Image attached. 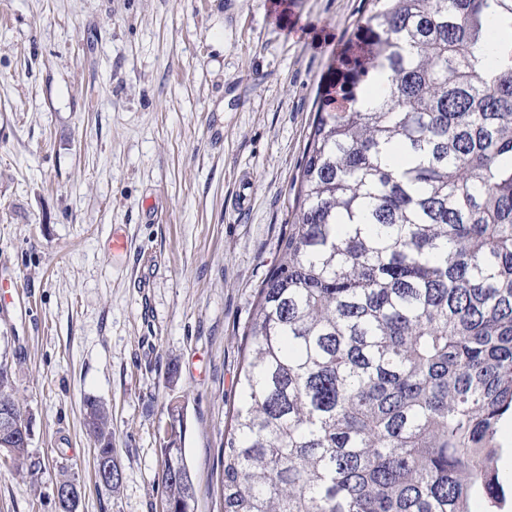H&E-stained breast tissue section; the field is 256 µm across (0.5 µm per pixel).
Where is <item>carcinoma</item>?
Listing matches in <instances>:
<instances>
[{"instance_id":"cac0c4a2","label":"carcinoma","mask_w":512,"mask_h":512,"mask_svg":"<svg viewBox=\"0 0 512 512\" xmlns=\"http://www.w3.org/2000/svg\"><path fill=\"white\" fill-rule=\"evenodd\" d=\"M340 111L243 331L222 512H502L512 416V0H367ZM22 414L8 365L0 402ZM161 445L167 512L194 484ZM96 447L112 419L85 408ZM17 471L40 462L0 427ZM500 443L502 451L497 461V466L502 474H512V418H505L500 427Z\"/></svg>"}]
</instances>
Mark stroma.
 Listing matches in <instances>:
<instances>
[{
  "label": "stroma",
  "instance_id": "35a3bbf8",
  "mask_svg": "<svg viewBox=\"0 0 512 512\" xmlns=\"http://www.w3.org/2000/svg\"><path fill=\"white\" fill-rule=\"evenodd\" d=\"M366 10L0 0V278L29 297L28 313L0 312V360L41 463H0V512H58L53 489L71 477L80 512H165L159 433L175 402L194 512H219L242 333ZM88 399L112 416L111 489Z\"/></svg>",
  "mask_w": 512,
  "mask_h": 512
}]
</instances>
